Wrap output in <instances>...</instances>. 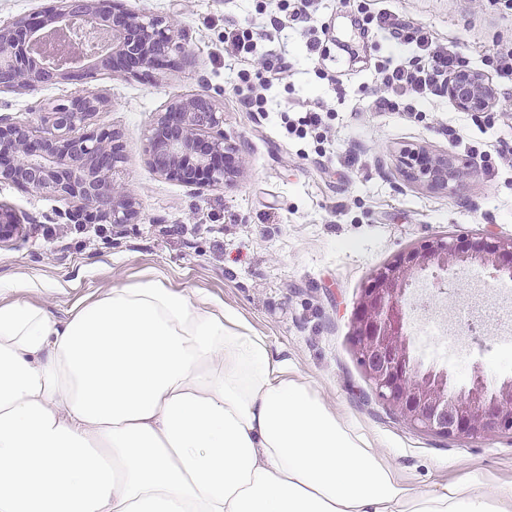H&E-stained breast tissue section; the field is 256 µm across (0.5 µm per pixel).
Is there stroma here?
<instances>
[{
    "label": "stroma",
    "mask_w": 512,
    "mask_h": 512,
    "mask_svg": "<svg viewBox=\"0 0 512 512\" xmlns=\"http://www.w3.org/2000/svg\"><path fill=\"white\" fill-rule=\"evenodd\" d=\"M372 0H317L311 26L285 29L267 62L240 61L228 28L261 33L270 0H123L129 10L172 20L188 55L139 77L76 76L33 91H0V115L40 130V112L82 91L107 106L93 126L116 131L123 161L113 174L135 194L133 224L77 231V202L0 180V206L23 228L0 242V278L33 282L29 302L66 318L86 297L151 275L169 288H194L235 308L287 350L295 372L416 492L465 474L512 487V433L444 439L401 421L371 388L357 361L352 315L373 270L432 238L512 236V123L459 111L447 94L418 102L419 114L372 112L376 67L410 49L355 20ZM407 20L450 42L471 69L487 71L493 45L512 41L504 0H392ZM326 28L319 51L311 31ZM287 69L273 76L279 62ZM265 86L266 112L247 111L241 93ZM208 96L245 167L233 181L196 190L157 174L146 153L159 113ZM330 109L327 140L288 134L285 118ZM456 145H449L450 137ZM454 150L472 167L448 189L406 177L408 152ZM356 152L358 165L344 156ZM411 352L420 370H444L448 389L481 372L488 387L512 380L499 364L512 346V279L477 264L423 271L410 288Z\"/></svg>",
    "instance_id": "stroma-1"
}]
</instances>
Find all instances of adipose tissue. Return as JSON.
<instances>
[{
	"mask_svg": "<svg viewBox=\"0 0 512 512\" xmlns=\"http://www.w3.org/2000/svg\"><path fill=\"white\" fill-rule=\"evenodd\" d=\"M0 512H512L411 492L240 314L149 277L0 305Z\"/></svg>",
	"mask_w": 512,
	"mask_h": 512,
	"instance_id": "adipose-tissue-1",
	"label": "adipose tissue"
}]
</instances>
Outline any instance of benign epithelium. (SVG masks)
<instances>
[{
    "mask_svg": "<svg viewBox=\"0 0 512 512\" xmlns=\"http://www.w3.org/2000/svg\"><path fill=\"white\" fill-rule=\"evenodd\" d=\"M186 53L173 24L139 15L120 0H59L53 25L27 18L0 27V91L31 90L75 74L137 76ZM446 94L461 112L484 113L496 98L481 72L463 68L448 77ZM105 99L80 93L44 110L45 130L0 115V178L35 191L75 199L89 224H134L136 201L112 178L121 162L114 135L77 130L90 126ZM224 113L211 99L197 95L170 105L154 122L147 152L152 166L170 180L205 188L222 184L234 171L224 156L245 158L224 138ZM468 163L457 155H412L406 176L431 187L448 188ZM22 236V225L0 207V242ZM480 264L512 277V237L459 235L434 239L398 254L374 271L355 307L352 344L363 373L377 396L407 425L436 436L484 438L512 433V380L488 391L474 373L470 387L448 394V374L421 372L410 352L406 328L407 290L431 266Z\"/></svg>",
    "mask_w": 512,
    "mask_h": 512,
    "instance_id": "obj_1",
    "label": "benign epithelium"
}]
</instances>
